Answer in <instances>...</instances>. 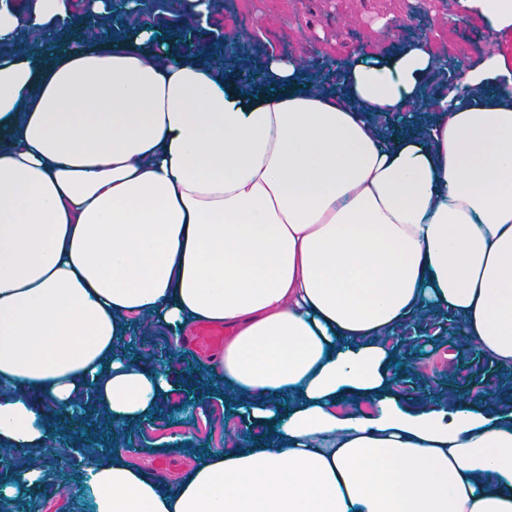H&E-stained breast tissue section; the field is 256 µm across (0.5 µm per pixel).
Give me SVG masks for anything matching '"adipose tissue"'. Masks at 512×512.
<instances>
[{
    "instance_id": "1",
    "label": "adipose tissue",
    "mask_w": 512,
    "mask_h": 512,
    "mask_svg": "<svg viewBox=\"0 0 512 512\" xmlns=\"http://www.w3.org/2000/svg\"><path fill=\"white\" fill-rule=\"evenodd\" d=\"M109 7L0 0V512L40 490L80 398L132 427L187 382L223 392L245 441L176 479L130 462L134 437L104 443L92 512H512V395L393 389L395 336L428 310L512 367L503 56L432 93L428 36L351 54L328 88L297 56L189 38L213 0L88 38ZM136 318L173 337L167 360L142 361ZM200 322L230 334L182 367Z\"/></svg>"
}]
</instances>
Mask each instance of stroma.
Returning a JSON list of instances; mask_svg holds the SVG:
<instances>
[{"label": "stroma", "instance_id": "35a3bbf8", "mask_svg": "<svg viewBox=\"0 0 512 512\" xmlns=\"http://www.w3.org/2000/svg\"><path fill=\"white\" fill-rule=\"evenodd\" d=\"M451 22L456 25L454 45L465 48L462 55L447 57L445 71L453 80L477 62L488 43L503 39L486 31L477 18L464 17L459 0H250L246 6L241 0H221L209 26L216 52L245 31L251 40L240 44L239 51L249 60L270 49L289 54L307 45L317 52L314 69L326 71L352 52L389 53ZM452 338L448 330L437 346H410L414 367L399 373L403 392L440 394L457 381L459 371L476 368L477 348L450 353ZM243 432L239 420L225 419L222 396H203L187 385L171 395L156 417L133 428L137 448L130 459L149 469L166 463L168 475L178 477L187 469L190 449L221 448L229 435ZM89 451V446L71 442L47 450L40 459L45 483L21 503L20 512H89L78 488L79 458Z\"/></svg>", "mask_w": 512, "mask_h": 512}]
</instances>
